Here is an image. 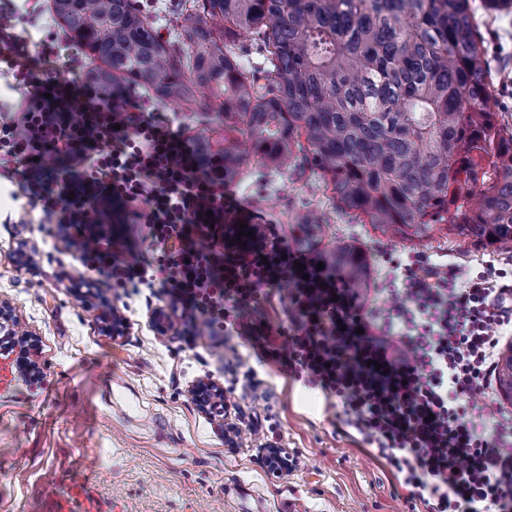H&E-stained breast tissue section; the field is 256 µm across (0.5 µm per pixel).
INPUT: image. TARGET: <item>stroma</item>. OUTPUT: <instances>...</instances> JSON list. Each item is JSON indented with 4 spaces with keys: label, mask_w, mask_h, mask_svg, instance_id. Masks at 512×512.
<instances>
[{
    "label": "stroma",
    "mask_w": 512,
    "mask_h": 512,
    "mask_svg": "<svg viewBox=\"0 0 512 512\" xmlns=\"http://www.w3.org/2000/svg\"><path fill=\"white\" fill-rule=\"evenodd\" d=\"M483 35L500 95L512 91V13L489 18ZM0 183V298L17 307L25 328L41 340L42 376L21 379L0 361V512H54L65 501L85 512L87 499L104 512H408L390 471L366 445L333 424L320 391L276 368L258 369L269 401H255L243 386L252 358L224 367L223 342L174 329L161 337L150 316L166 307L158 288H116L91 272L57 225L40 209L12 200ZM243 205L278 224L287 243L299 234L288 213L304 207L323 213L322 249L359 245L371 258L372 282L381 287L396 259L422 256L468 266L500 258L456 235L403 241L336 210L321 180L271 172L249 162L228 185ZM40 251L37 270L16 256L19 240ZM124 306L126 335H105L101 299ZM234 387L237 411L228 423L268 429L278 447L296 449L301 466L271 478L265 449L244 440L228 445L226 431L200 412L188 395L198 380Z\"/></svg>",
    "instance_id": "1"
}]
</instances>
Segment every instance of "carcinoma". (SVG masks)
Here are the masks:
<instances>
[{
  "label": "carcinoma",
  "instance_id": "obj_1",
  "mask_svg": "<svg viewBox=\"0 0 512 512\" xmlns=\"http://www.w3.org/2000/svg\"><path fill=\"white\" fill-rule=\"evenodd\" d=\"M102 90L140 88L191 112L224 113L216 155L240 178L243 144L264 168L317 176L336 209L384 234L438 224L476 245L512 244V128L501 121L473 0H181L163 37L138 0H49ZM291 223L310 245L322 217ZM329 260L350 287L371 261ZM499 387L512 400V349Z\"/></svg>",
  "mask_w": 512,
  "mask_h": 512
}]
</instances>
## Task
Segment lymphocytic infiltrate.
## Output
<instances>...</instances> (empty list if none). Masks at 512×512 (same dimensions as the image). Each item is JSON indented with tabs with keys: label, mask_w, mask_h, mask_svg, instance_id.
<instances>
[{
	"label": "lymphocytic infiltrate",
	"mask_w": 512,
	"mask_h": 512,
	"mask_svg": "<svg viewBox=\"0 0 512 512\" xmlns=\"http://www.w3.org/2000/svg\"><path fill=\"white\" fill-rule=\"evenodd\" d=\"M16 0H0V179L59 225L91 271L159 287L184 330L239 339L262 367L320 391L410 512H512V416L472 405L512 336V257L479 269L419 257L367 304L322 254L295 249L224 190V163L146 104L25 61ZM236 212L241 222L228 221ZM148 226L158 260L128 261L113 223ZM248 235H240V226ZM286 288L288 321L257 308Z\"/></svg>",
	"instance_id": "1"
}]
</instances>
